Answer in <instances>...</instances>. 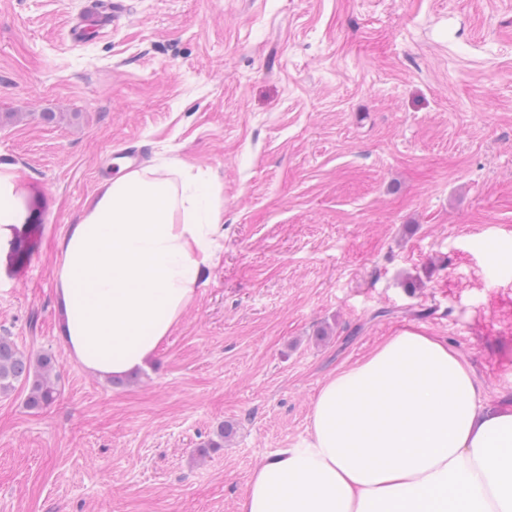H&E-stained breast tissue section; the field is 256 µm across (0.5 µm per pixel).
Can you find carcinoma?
<instances>
[{"label": "carcinoma", "mask_w": 512, "mask_h": 512, "mask_svg": "<svg viewBox=\"0 0 512 512\" xmlns=\"http://www.w3.org/2000/svg\"><path fill=\"white\" fill-rule=\"evenodd\" d=\"M56 360L48 352L32 354L21 349L9 336H0V395H9L18 386L27 389L25 405L39 410L52 404L58 394ZM231 430L221 427L217 439L205 448L197 449V455L206 457L212 451L224 447V439Z\"/></svg>", "instance_id": "1"}]
</instances>
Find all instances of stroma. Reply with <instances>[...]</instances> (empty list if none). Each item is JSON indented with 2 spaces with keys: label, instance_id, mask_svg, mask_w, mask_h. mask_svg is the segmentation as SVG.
I'll return each mask as SVG.
<instances>
[{
  "label": "stroma",
  "instance_id": "35a3bbf8",
  "mask_svg": "<svg viewBox=\"0 0 512 512\" xmlns=\"http://www.w3.org/2000/svg\"><path fill=\"white\" fill-rule=\"evenodd\" d=\"M84 5L0 0V334L59 374L46 408L0 396V512H237L326 379L406 326L512 397V0H123L75 44ZM131 144L209 178L224 237L114 385L57 333L54 246Z\"/></svg>",
  "mask_w": 512,
  "mask_h": 512
}]
</instances>
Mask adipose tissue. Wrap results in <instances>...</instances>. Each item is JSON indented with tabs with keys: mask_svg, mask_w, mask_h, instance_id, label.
<instances>
[{
	"mask_svg": "<svg viewBox=\"0 0 512 512\" xmlns=\"http://www.w3.org/2000/svg\"><path fill=\"white\" fill-rule=\"evenodd\" d=\"M223 235L207 179L103 183L57 242L71 358L102 380L147 367ZM238 512H512V400L490 407L447 339L399 331L325 381L309 441L262 459Z\"/></svg>",
	"mask_w": 512,
	"mask_h": 512,
	"instance_id": "1",
	"label": "adipose tissue"
}]
</instances>
